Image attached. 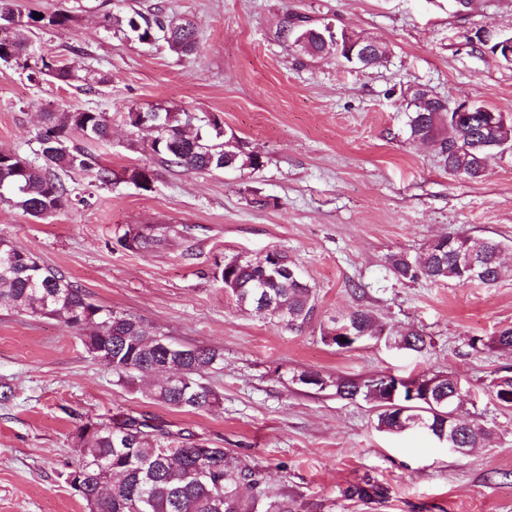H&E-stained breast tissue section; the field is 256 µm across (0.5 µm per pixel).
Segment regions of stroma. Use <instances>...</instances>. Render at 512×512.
<instances>
[{"label":"stroma","mask_w":512,"mask_h":512,"mask_svg":"<svg viewBox=\"0 0 512 512\" xmlns=\"http://www.w3.org/2000/svg\"><path fill=\"white\" fill-rule=\"evenodd\" d=\"M28 14L67 11L68 27L38 31L32 55L63 59L77 74H107L91 88L33 83L24 61L0 65V149L34 159L49 111L95 110L108 139L80 145L117 178L98 187L65 177L68 203L43 221L0 201V238L61 272L95 304L142 320L168 341L221 350L203 377L220 396L195 412L150 398L149 378L127 383L88 354L62 320L0 309V512H89L67 478L76 435L88 422L145 415L173 434L225 448L257 466L271 494L300 512H512V410L493 397L512 373V350L488 347L512 327V276L493 286L400 281L387 258L417 257L433 239L464 232L502 243L512 263V152L489 159L477 182L449 174L436 151L405 139L415 88L470 99L512 118V64L489 56L481 36L512 34V0H10ZM137 8L190 21L195 54L164 40L142 44L104 31V13ZM377 40L382 64L362 68L290 47L296 20ZM170 108L205 119L261 154L259 170L187 171L162 163L132 110ZM149 166L150 189L124 180ZM267 199L253 206V195ZM135 226L164 240L124 249ZM287 255L310 284L313 320L291 329L237 307L217 272L225 260ZM361 308L385 331L422 330L419 353L383 335L351 350L321 327ZM480 346H472V339ZM320 374L325 386L298 382ZM452 374L461 413L492 427L490 445L461 455L420 431H379L340 380ZM371 477L383 502L342 497Z\"/></svg>","instance_id":"stroma-1"}]
</instances>
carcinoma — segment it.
Wrapping results in <instances>:
<instances>
[{
  "instance_id": "obj_1",
  "label": "carcinoma",
  "mask_w": 512,
  "mask_h": 512,
  "mask_svg": "<svg viewBox=\"0 0 512 512\" xmlns=\"http://www.w3.org/2000/svg\"><path fill=\"white\" fill-rule=\"evenodd\" d=\"M71 20L61 10L45 13L40 19L31 12L23 18L0 5V64H9L28 53L35 31L64 27ZM100 24L115 35L140 43L152 42L158 33L165 31L169 48L180 56L192 55L198 44L193 24L158 12L146 14L132 8L120 15L105 13ZM304 33L308 34V42L299 49L311 56L323 54L324 46L318 44L312 27H291L286 36L293 41ZM46 77L66 84L78 79L61 61L38 56L30 78L36 81ZM159 113L161 130L151 151L161 161L187 171H222L226 163L232 170H256L263 165L261 156L247 153L241 140L233 134L227 135L218 119L210 118L194 126L186 112L165 108ZM482 116L481 112H471L455 126L451 124L453 117L446 112L413 111L408 116L406 141L432 145L448 173L477 181L483 177L485 167L471 156L446 155L445 146L450 140L461 139L475 146V153L482 158L499 153L496 134L483 133ZM75 131L87 139H105L110 132L109 117L93 111L46 113L45 126L38 136L39 162L0 150V199L34 219L44 220L68 200V189L61 175L90 173L99 185L112 184V171L73 144ZM131 241L137 251H147L160 243L145 228L130 229L121 239L125 247ZM464 245H477L483 254L479 283L492 286L508 272L500 243L467 234L436 238L419 257L392 254L388 262L399 280L424 278L433 283L453 281L465 285L470 283L468 273L456 260L457 249ZM269 262V254L258 262L231 259L224 262L220 276L234 282L231 294L239 308L266 315L284 309L287 314L281 319L289 328L304 326L315 311L310 285L270 281L265 288L256 287L261 266ZM0 307L64 319L70 327L83 331L80 340L89 354L107 352L112 374L120 379L159 372L154 367L159 339L147 325L130 315L105 310L90 302L61 273L40 264L30 252L6 240H0ZM343 324L350 327L355 339L341 341L336 336L330 337V326L321 332L327 343L340 350L352 349L363 339L383 332L370 312L363 309L352 311L344 317ZM361 333L364 338H356ZM389 345L419 353L426 348V339L420 331L409 328L391 334ZM196 353L189 360L173 355L166 365L169 374L181 375L190 382L187 394L175 390L164 378L148 387V396L180 411L214 405L218 395L197 377L209 370L222 353L199 348ZM388 379L390 376L381 375L361 382H339L336 394L380 406L387 396ZM458 386V379L440 376L434 406L417 404L400 420L389 411L380 410L377 427L389 433L423 428L433 438L441 439L448 432V393ZM493 396L499 407L512 409V375L496 378ZM456 432L458 447L466 450L490 444L494 434L492 428L475 422L465 423ZM77 451L79 459L71 473L82 476L80 497L89 506V512H257L260 506L264 512H299L296 499L286 494L268 496L258 467L224 448H210L204 455L198 447L187 445L163 425L144 417L116 415L99 423L91 432H80ZM243 486L250 488L247 498L240 493ZM341 494L348 499L381 502L387 498L388 489L372 478H365L348 485Z\"/></svg>"
}]
</instances>
